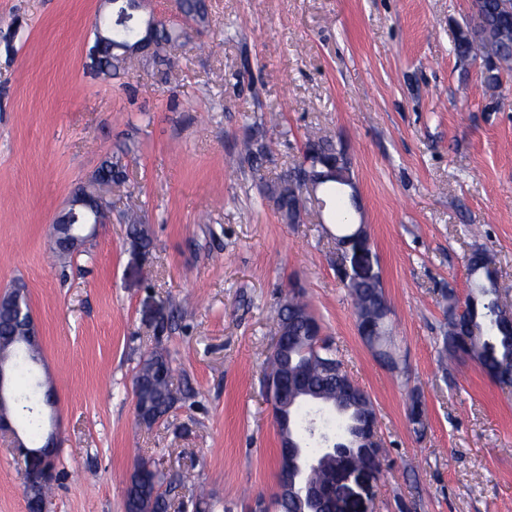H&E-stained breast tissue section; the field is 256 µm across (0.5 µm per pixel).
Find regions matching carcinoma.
<instances>
[{
  "instance_id": "obj_1",
  "label": "carcinoma",
  "mask_w": 512,
  "mask_h": 512,
  "mask_svg": "<svg viewBox=\"0 0 512 512\" xmlns=\"http://www.w3.org/2000/svg\"><path fill=\"white\" fill-rule=\"evenodd\" d=\"M501 0H477L467 30L479 28L484 33L479 49L498 58L505 65H512V38L503 40L498 37L497 24L502 21ZM182 12L194 22L204 25L208 22V8L205 0H182ZM105 67L111 76H117L132 61L114 52L108 43H100ZM308 147L316 155L326 158L338 157L335 145L329 140L311 141ZM265 155V146L259 141L244 144V159L251 165H261ZM266 198L273 201L282 219L289 224H297L301 219L303 199L298 183L278 179L263 188ZM478 260L468 265L470 279L476 291L471 296L473 308L468 315L457 321H448V330L442 339V356L459 353L457 336L469 331V343L465 353L471 356L482 371L491 379L512 384V331L498 326L494 317L497 307V281L490 268L492 259L484 251H475ZM351 297L357 318L376 321L381 311L388 307L384 290L380 282L349 283L345 285ZM288 323L289 344L284 351H277L270 356L268 371L265 376H273L287 382L296 381L295 369L306 361L309 369L306 382L310 389L325 399L336 400V395L343 392L348 381L347 373L331 374L326 365L341 366L338 349L325 343L318 350L305 342L311 330L320 329L318 320L309 305L296 296H291L277 309L276 328ZM17 326V313L4 301L0 303V350L3 357L11 361L12 370H19L31 362V357L23 348L12 343V336ZM172 360L164 352H155L145 358L135 375L134 392L136 409L146 418L167 414L172 408L175 395L172 389ZM365 413H375L369 395H364L362 403L348 404L343 411L336 414L338 426L351 430L359 417ZM161 487L157 474L145 461L138 462L130 475L126 486V512H167L168 504L162 493H153V487Z\"/></svg>"
}]
</instances>
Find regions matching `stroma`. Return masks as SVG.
<instances>
[{"instance_id": "obj_1", "label": "stroma", "mask_w": 512, "mask_h": 512, "mask_svg": "<svg viewBox=\"0 0 512 512\" xmlns=\"http://www.w3.org/2000/svg\"><path fill=\"white\" fill-rule=\"evenodd\" d=\"M102 13L100 0H0V291L23 286L40 327L41 362L15 394L55 393L46 512H125L140 460L168 512L271 498L280 441L263 377L272 317L295 290L376 409L382 466L356 488L361 512H512V385L439 354L474 249L512 305V71L488 109L481 64L454 51L471 0H210L175 67L137 62L111 80L86 68ZM247 138L267 148L259 169L240 156ZM320 138L350 161L391 364L359 335L337 273L335 198L308 187L303 223L288 224L262 193ZM115 156L126 180L111 221L57 261L55 217ZM130 211L150 251L132 244ZM155 351L178 401L148 426L133 381ZM11 421L0 512H27L13 439L30 431L20 411Z\"/></svg>"}]
</instances>
